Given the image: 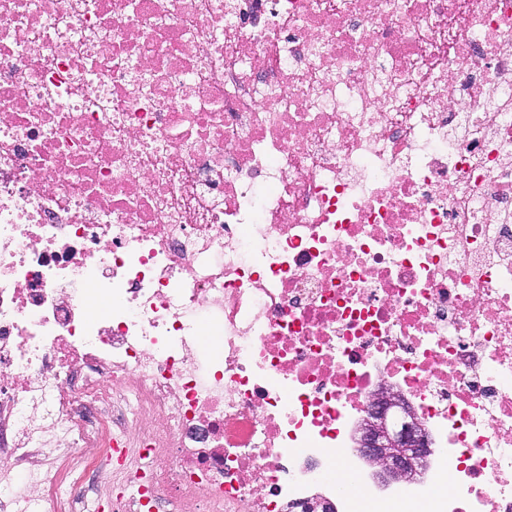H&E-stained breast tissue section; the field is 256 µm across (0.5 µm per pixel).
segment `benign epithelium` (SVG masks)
<instances>
[{"mask_svg":"<svg viewBox=\"0 0 512 512\" xmlns=\"http://www.w3.org/2000/svg\"><path fill=\"white\" fill-rule=\"evenodd\" d=\"M410 414L408 401L392 385L379 387L368 401L357 452L373 467V477L381 485L417 481L435 453L429 432L417 420L402 430L393 426L394 416Z\"/></svg>","mask_w":512,"mask_h":512,"instance_id":"1","label":"benign epithelium"}]
</instances>
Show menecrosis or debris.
Returning a JSON list of instances; mask_svg holds the SVG:
<instances>
[{
  "label": "necrosis or debris",
  "mask_w": 512,
  "mask_h": 512,
  "mask_svg": "<svg viewBox=\"0 0 512 512\" xmlns=\"http://www.w3.org/2000/svg\"><path fill=\"white\" fill-rule=\"evenodd\" d=\"M512 512V0H0V512ZM412 421L397 430L393 417ZM429 432L415 419L404 395L392 385H382L370 397L360 426L357 452L373 467V477L381 485L407 484L423 474L431 448Z\"/></svg>",
  "instance_id": "obj_1"
}]
</instances>
